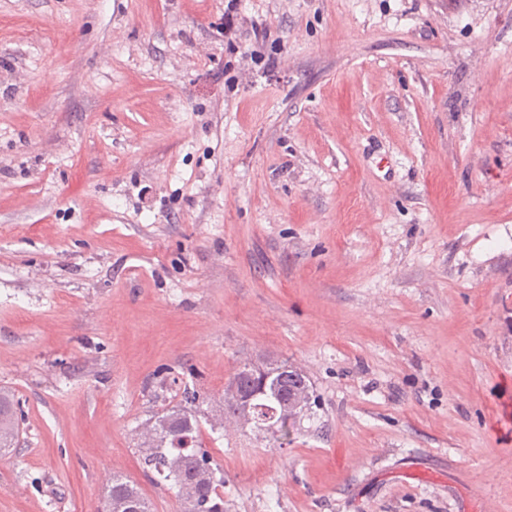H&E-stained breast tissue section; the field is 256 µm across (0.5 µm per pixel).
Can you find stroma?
I'll return each instance as SVG.
<instances>
[{"label": "stroma", "mask_w": 512, "mask_h": 512, "mask_svg": "<svg viewBox=\"0 0 512 512\" xmlns=\"http://www.w3.org/2000/svg\"><path fill=\"white\" fill-rule=\"evenodd\" d=\"M226 5L0 0V512H178L137 430L269 358L224 512H512V0ZM269 365V366H268ZM264 365V374H260L248 362L241 364L230 376L227 381L226 389L220 398V412L222 420L220 421V428L224 427V423H234V426L241 430L253 425L252 415L246 412L238 423V419L245 412L246 403L243 402L253 396L257 398H268L269 403L259 410H254V414L262 418V425L266 428V433L270 435V439L274 441L288 440L290 434V426L293 428L296 423V418L292 414L288 416L292 420L290 423L281 415V403H288L291 398L298 393L306 392L305 394H298L293 400L292 413L295 415L298 411L305 410L311 405L312 394L308 384L307 377L297 367H293L290 372L288 371V361H276ZM264 380H266L264 382ZM233 388V391L231 389ZM263 388L267 395H261ZM260 393V394H258ZM308 404V405H307ZM266 408V410H265ZM236 423V424H235ZM19 437V417L14 398L8 392L0 391V451L16 447ZM105 511L152 512V509L137 484L125 477L113 475Z\"/></svg>", "instance_id": "35a3bbf8"}]
</instances>
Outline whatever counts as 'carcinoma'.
Masks as SVG:
<instances>
[{
    "instance_id": "obj_1",
    "label": "carcinoma",
    "mask_w": 512,
    "mask_h": 512,
    "mask_svg": "<svg viewBox=\"0 0 512 512\" xmlns=\"http://www.w3.org/2000/svg\"><path fill=\"white\" fill-rule=\"evenodd\" d=\"M267 392L269 403L254 411L270 439H288L296 420L281 415V405L303 392H310L307 377L298 368L288 369V361H277L257 372L248 363L241 364L227 381L220 398L221 423H235L245 412V400ZM201 396L186 387L180 401L148 422L138 434L145 467L173 481L179 512H224V474L213 466L210 454L201 448ZM19 417L14 398L0 391V451L16 447ZM106 512H152L134 482L112 476Z\"/></svg>"
}]
</instances>
